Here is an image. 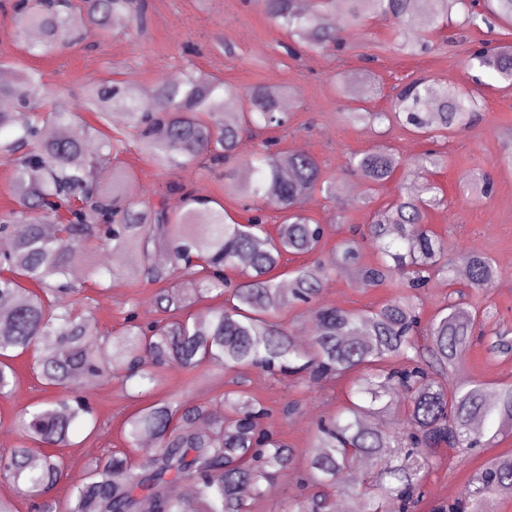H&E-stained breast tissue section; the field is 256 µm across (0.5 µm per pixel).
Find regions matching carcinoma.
Here are the masks:
<instances>
[{
  "mask_svg": "<svg viewBox=\"0 0 512 512\" xmlns=\"http://www.w3.org/2000/svg\"><path fill=\"white\" fill-rule=\"evenodd\" d=\"M264 15L296 37L310 53L342 40V34L370 14L392 18L399 26V47L408 55L434 46L456 7L463 25L478 28L491 15L512 26V0H256ZM21 34L37 29L38 43L25 52L44 56L105 36L128 21L146 25L143 0H43L39 7L13 6ZM468 70L483 71L512 89V47L494 45L467 55ZM0 133L13 139L0 145L14 169L19 208L0 216V397L20 385L14 360L30 351L33 373L44 389L65 388L19 416L22 438L47 451L34 457L25 445L0 454V481L18 496L38 501L39 512H60L53 495L64 477L60 448L73 446L75 429H98L97 408L81 386L109 384L120 376L135 379L150 394L161 381L159 370L176 365L193 371L205 365L256 369L320 383L348 382L358 398L320 418L307 458L315 491L293 500L288 512H333L332 494L346 502L345 512H415L425 496V479L436 468L440 448L467 456L490 445L512 424V384L491 390L469 376L467 349L474 339L495 358L512 356V330L499 327L491 307H472L456 290L428 320L417 304L435 281L457 280L448 240L427 224L430 210L443 204V190L432 179L444 164L428 151L412 163L413 185L404 195L374 212L367 236L373 260H363L362 244L345 238L326 260L292 271L283 293L276 271L285 256L309 257L321 251L325 229L306 213L318 191L335 198L340 186L323 177L311 155L280 147L275 136L288 124L279 87L254 85L242 94L213 74L188 64L178 81L160 79L154 87L166 108L157 109L122 80L85 86L86 110L102 125L119 113L124 128L110 135L91 131L81 113L61 102L42 111V75L34 68L0 63ZM339 90L349 101L375 95L380 86L370 73L343 72ZM484 114L469 90L425 77L393 87L389 110L350 108L345 118L387 136L398 129L431 143L471 128ZM264 131L245 169L224 171L229 188L245 200L246 222L231 218L223 205L184 183L172 188L173 202H153L148 191L127 194L129 173L114 165L127 142L158 165L192 170L219 167L237 156L242 135ZM402 165L396 152L379 145L347 157V167L368 185L366 201ZM466 198L491 192L485 173L463 187ZM279 220L275 232L266 225ZM104 246L125 252L123 275L133 283L160 285L153 296L159 317L138 322L137 302L118 333L100 332L88 308L86 290H102L112 269L97 261ZM87 257L85 272L72 267L71 255ZM163 250L168 263L155 255ZM235 270L234 280L227 272ZM350 274L365 288L388 286L398 295L365 314L320 304L311 318L312 336L297 341L278 321L279 312L311 304L328 272ZM500 278L495 262L470 255L466 287L486 290ZM222 303L192 316L187 309L211 297ZM100 342L104 359L90 350ZM457 379L448 388L446 377ZM269 409L245 391L224 396V414L203 405L154 401L130 414L123 434L141 452L134 466L125 454L93 461L87 476L73 483L66 512H251L240 488L263 496L274 477L293 465L295 451L262 427ZM381 417L393 420L381 427ZM381 468L363 473L347 456ZM187 481L191 501L170 495ZM512 494V454L488 459L461 493L437 512H483L484 500Z\"/></svg>",
  "mask_w": 512,
  "mask_h": 512,
  "instance_id": "1",
  "label": "carcinoma"
}]
</instances>
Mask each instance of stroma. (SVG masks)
<instances>
[{"label":"stroma","mask_w":512,"mask_h":512,"mask_svg":"<svg viewBox=\"0 0 512 512\" xmlns=\"http://www.w3.org/2000/svg\"><path fill=\"white\" fill-rule=\"evenodd\" d=\"M145 3L148 24L143 32H136L129 23L114 29L109 36H94L76 48L46 56L24 52L15 37L12 11L0 9V57L40 71L47 88L71 93L75 105L80 103L88 82L120 79L151 88L158 78L181 73L189 61L240 91L256 84L287 87L285 100L290 121L280 133L283 148L312 155L324 176L345 189L336 200L315 195L307 203L309 215L326 227L325 246L329 249L347 237L350 229L366 232L374 211L407 187L406 164L433 147L400 131L391 132L384 141L395 148L404 166L379 188L374 198H367L363 180L347 169L346 160L349 154L368 150L383 140L373 129L346 122L343 110L347 103L337 95V74L369 69L380 77L383 93L362 103L371 112L389 109L388 89L406 76L426 75L454 86L477 88L486 111L485 121L434 146L447 158L434 175L445 204L429 212L428 222L455 250L473 246L494 259L503 273L500 282L487 293L471 292L470 300L476 306L491 300L500 319L512 326V167L496 162L504 134L512 129V91L502 89L500 82L488 75L482 86H475L463 66L474 41L493 37L512 44V33L504 35L484 27L470 30L463 37L451 26L446 31L447 42L437 43L429 53L408 56L395 47L393 21L376 15L344 32V50L294 59L286 53L292 44L289 34L273 24L257 5H246L244 0ZM121 159L132 173L130 185L150 189L155 199H165L170 182L185 180L200 194L223 204L235 220L247 218L240 200L225 186L222 177L204 169H162L133 150L123 153ZM476 171L489 173L495 182V194L488 202L470 201L462 194L463 185ZM341 213L346 216L342 224L336 221ZM112 271L106 291L93 295L92 312L99 329L119 330L133 299L139 302L140 322L156 319L151 304L154 286L130 282L123 276L121 266H113ZM394 294L391 288H362L352 279L330 273L323 279L319 301L368 313ZM466 357L475 379L493 384L512 382V358H489L479 345L469 347ZM32 364L28 353L16 359L20 386L11 398H0V450L20 444L16 417L27 406L47 397L32 374ZM134 390L132 383L118 377L106 387L92 385L101 429L92 435L77 433L74 447L66 449L67 471L55 491L58 498H65L70 484L82 479L88 461L109 451L125 450L123 423L141 405L133 396ZM237 390L247 391L271 409L267 426L296 451L292 468L278 474L265 496L251 503L252 512H283L288 500L304 496L300 475L306 470V451L316 423L320 416L346 404L347 386L333 382L312 385L256 370L204 366L190 373L173 367L163 372L153 397L159 400L173 395L216 409L225 394ZM291 403L297 406L292 414L286 411ZM510 451L512 428L503 432L493 446L464 460L455 451L441 449L439 466L426 477V496L418 512H431L436 502L458 495L479 466Z\"/></svg>","instance_id":"35a3bbf8"}]
</instances>
